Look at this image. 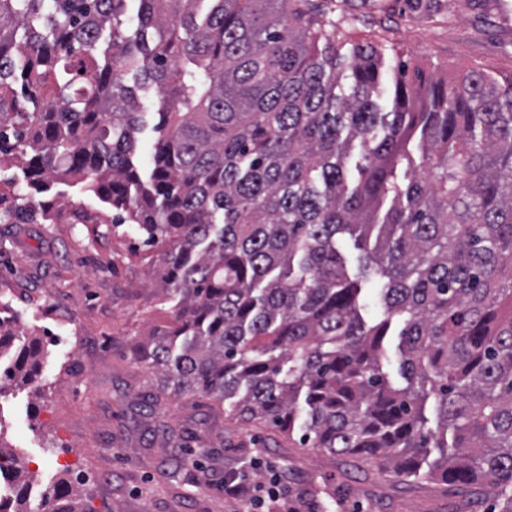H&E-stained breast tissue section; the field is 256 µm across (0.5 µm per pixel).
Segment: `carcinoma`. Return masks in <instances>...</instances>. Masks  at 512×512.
Instances as JSON below:
<instances>
[{
	"label": "carcinoma",
	"instance_id": "obj_1",
	"mask_svg": "<svg viewBox=\"0 0 512 512\" xmlns=\"http://www.w3.org/2000/svg\"><path fill=\"white\" fill-rule=\"evenodd\" d=\"M347 21L313 0H0V167L23 156L4 214L52 224L35 196L74 179L158 251L162 393L407 479L512 486V77L318 48ZM130 76L162 103L148 168ZM42 355L31 339L0 377L37 381ZM1 472L0 512H30L36 475L0 437ZM42 496L92 512L69 469ZM364 289V313L369 318H376L382 313V308L379 301V288H381L378 277L372 275L368 281L363 283Z\"/></svg>",
	"mask_w": 512,
	"mask_h": 512
}]
</instances>
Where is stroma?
I'll use <instances>...</instances> for the list:
<instances>
[{"instance_id":"1","label":"stroma","mask_w":512,"mask_h":512,"mask_svg":"<svg viewBox=\"0 0 512 512\" xmlns=\"http://www.w3.org/2000/svg\"><path fill=\"white\" fill-rule=\"evenodd\" d=\"M318 2L354 17L334 32L337 45L374 44L389 63L443 81L468 69L512 75V0H437L432 12L410 0ZM54 205L59 223H0V318L16 344H44L39 388L13 382L0 394V442L40 487L69 467L83 477L80 503L92 512H226L234 459L237 474L264 481L280 472L290 491L316 494L327 512L340 503L363 512H471L425 480L275 435L251 445L261 428L213 414L205 398L157 399V379L138 356L174 316L153 275L155 251L129 226L113 228L77 189ZM160 423L186 437V469L174 470L179 451L156 432Z\"/></svg>"}]
</instances>
